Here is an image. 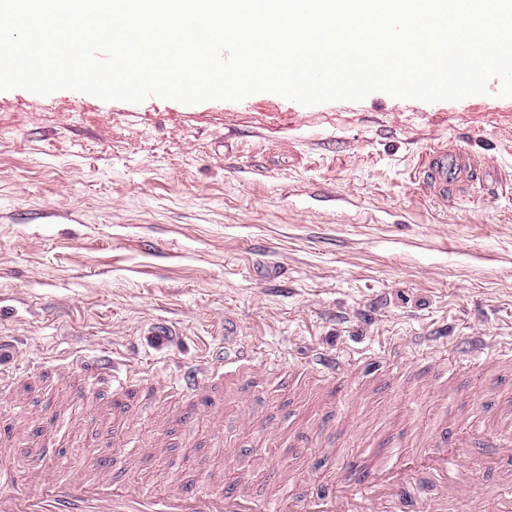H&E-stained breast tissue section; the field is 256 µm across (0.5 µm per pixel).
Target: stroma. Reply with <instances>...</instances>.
Segmentation results:
<instances>
[{
  "label": "stroma",
  "mask_w": 512,
  "mask_h": 512,
  "mask_svg": "<svg viewBox=\"0 0 512 512\" xmlns=\"http://www.w3.org/2000/svg\"><path fill=\"white\" fill-rule=\"evenodd\" d=\"M425 103L382 92L304 106L262 92L240 102L134 104L61 90L0 91V369L42 366L23 394L34 417L50 397L110 406L55 381L53 361L110 351L130 371L119 451L147 443L157 408L183 400L163 383L223 344L257 345L279 368L195 399L209 403L235 456L219 459L208 426L171 423L168 450L146 461L152 490L218 469L246 473L272 495L268 465L308 485L339 475L356 448L426 424L456 404L416 375L386 388L379 365L406 338L456 345L481 331L512 343V98ZM461 148L496 169L461 177L447 200L417 171L434 145ZM356 362L333 392H303L311 350ZM23 378L0 389V410ZM154 389L152 408L140 392ZM354 429H341L345 415ZM69 445L34 449L68 476L86 460L85 434L56 414ZM329 435L332 455L296 454L293 429Z\"/></svg>",
  "instance_id": "stroma-1"
}]
</instances>
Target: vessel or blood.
<instances>
[{
	"label": "vessel or blood",
	"mask_w": 512,
	"mask_h": 512,
	"mask_svg": "<svg viewBox=\"0 0 512 512\" xmlns=\"http://www.w3.org/2000/svg\"><path fill=\"white\" fill-rule=\"evenodd\" d=\"M474 156L434 146L425 155L419 180L439 198H447L448 184L460 174L483 173ZM467 367L476 377L512 375V347L487 339L482 333L467 337ZM259 348L210 351L202 360L181 370L177 388L188 394L209 389L217 379L238 378L259 366ZM447 348L426 350L438 359L439 383L456 390V371L447 360ZM321 390H329L341 375L339 356L316 355ZM84 384L94 388L109 382L123 390L128 377L104 352L83 364ZM488 429L469 405L457 406L451 415L439 417L423 428L401 431L378 448L358 452L359 469L340 474L336 481L308 490L299 500L298 512H421L425 501L443 503L448 497H465L469 488V464L481 461L485 470L501 482L512 483V398L503 401ZM19 428L9 427L0 439V512H273L271 501L251 493L243 479L223 484L220 475L193 484L180 483L148 490L127 479L137 467L130 458L119 463L95 460L80 476L65 478L52 465L29 458L23 476L12 465L23 453Z\"/></svg>",
	"instance_id": "vessel-or-blood-1"
}]
</instances>
